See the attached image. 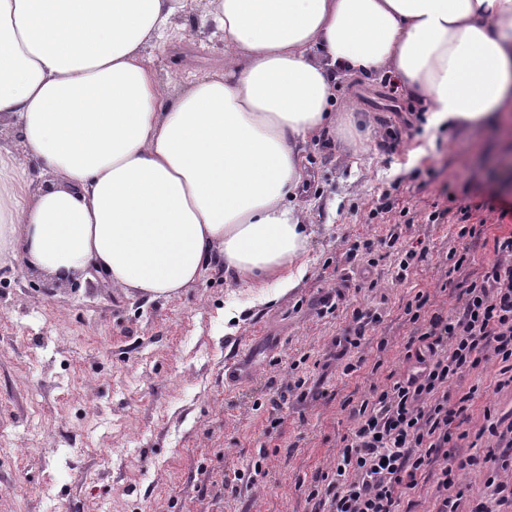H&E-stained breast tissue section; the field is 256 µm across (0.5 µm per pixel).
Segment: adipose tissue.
Instances as JSON below:
<instances>
[{
	"instance_id": "1",
	"label": "adipose tissue",
	"mask_w": 512,
	"mask_h": 512,
	"mask_svg": "<svg viewBox=\"0 0 512 512\" xmlns=\"http://www.w3.org/2000/svg\"><path fill=\"white\" fill-rule=\"evenodd\" d=\"M189 0H0V270L97 269L148 299L209 268L298 283L304 148L353 128L336 79L386 72L427 126L512 133V0H207L224 66L169 97L148 50Z\"/></svg>"
}]
</instances>
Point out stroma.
<instances>
[{
  "label": "stroma",
  "instance_id": "35a3bbf8",
  "mask_svg": "<svg viewBox=\"0 0 512 512\" xmlns=\"http://www.w3.org/2000/svg\"><path fill=\"white\" fill-rule=\"evenodd\" d=\"M198 12L174 20L149 64L170 90L224 60L222 38L198 32ZM388 76L343 77L336 99L370 126L312 142L299 201L310 234L305 272L280 294L204 271L194 288L147 300L90 278L57 283L24 264L0 270V512H312L308 488L329 471L349 427L342 403L402 369L417 292L451 306L444 287L456 224L436 208L493 201L478 262L494 235L512 232V146L490 128L431 131L401 120L421 98L392 96ZM398 134L394 150L378 141ZM413 245L400 271L385 244ZM376 242V266L355 246ZM379 321L351 350L365 357L342 375L337 343L355 335V311ZM385 351H378V343ZM249 374L224 381L232 353ZM496 362L460 382L477 387L472 429L484 409L512 414V388L496 389ZM242 471L244 479L225 482Z\"/></svg>",
  "mask_w": 512,
  "mask_h": 512
}]
</instances>
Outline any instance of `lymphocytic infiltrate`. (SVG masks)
I'll list each match as a JSON object with an SVG mask.
<instances>
[{
    "instance_id": "f902f5d3",
    "label": "lymphocytic infiltrate",
    "mask_w": 512,
    "mask_h": 512,
    "mask_svg": "<svg viewBox=\"0 0 512 512\" xmlns=\"http://www.w3.org/2000/svg\"><path fill=\"white\" fill-rule=\"evenodd\" d=\"M493 249L494 261L479 276L469 271V248L449 251V274L462 276L451 310L426 312L424 293L407 303L414 330L404 346L406 368L352 404L336 468L308 494L320 512H398L423 481L435 484L431 512H459L468 488L458 473L481 460L490 465L492 501L471 512H512V416L486 425L493 443L484 458L459 457L475 393L449 388L494 359L512 385V234L495 237Z\"/></svg>"
}]
</instances>
